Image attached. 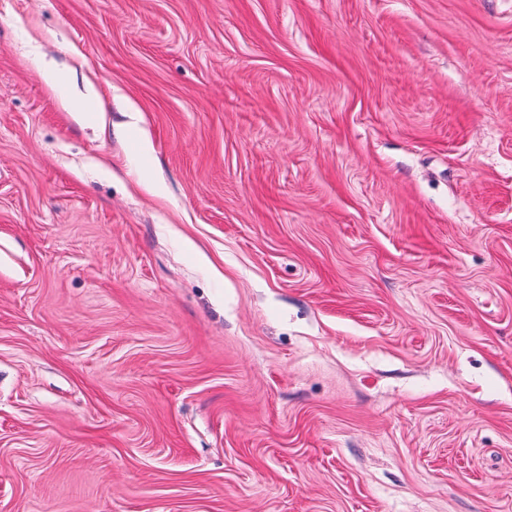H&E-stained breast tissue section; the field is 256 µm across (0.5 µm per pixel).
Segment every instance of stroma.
<instances>
[{
    "instance_id": "1",
    "label": "stroma",
    "mask_w": 512,
    "mask_h": 512,
    "mask_svg": "<svg viewBox=\"0 0 512 512\" xmlns=\"http://www.w3.org/2000/svg\"><path fill=\"white\" fill-rule=\"evenodd\" d=\"M0 512H512V0H0Z\"/></svg>"
}]
</instances>
